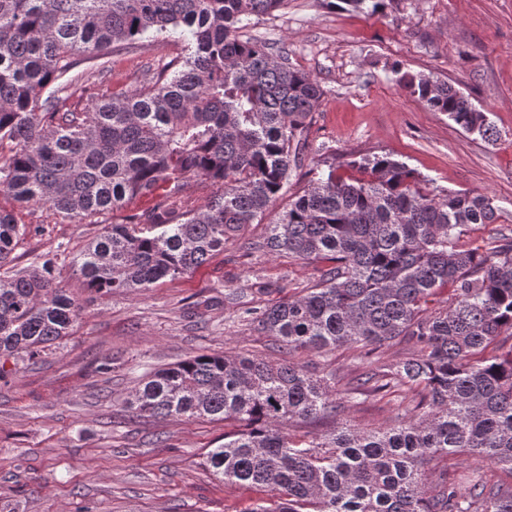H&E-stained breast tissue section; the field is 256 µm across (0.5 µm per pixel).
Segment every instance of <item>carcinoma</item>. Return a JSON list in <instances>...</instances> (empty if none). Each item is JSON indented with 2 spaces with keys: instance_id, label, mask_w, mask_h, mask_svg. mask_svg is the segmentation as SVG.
Segmentation results:
<instances>
[{
  "instance_id": "obj_1",
  "label": "carcinoma",
  "mask_w": 512,
  "mask_h": 512,
  "mask_svg": "<svg viewBox=\"0 0 512 512\" xmlns=\"http://www.w3.org/2000/svg\"><path fill=\"white\" fill-rule=\"evenodd\" d=\"M286 0H0V196L96 224L134 198L145 214L107 224L73 263L85 290L133 292L206 264L261 224L307 147L323 91L288 53L243 40L238 25ZM181 31L184 55L148 86L83 103L84 75L108 55ZM401 81L464 132L497 137L487 113L425 75ZM330 167L250 243L319 265L304 294L244 314L288 352L355 345L372 356L343 389L336 375L259 356L199 354L146 375L127 404L150 417L233 421L205 463L226 485L266 497L248 512H512V484L477 470L458 483L428 472L440 455H477L512 470V233L465 244L500 217L487 194H431L387 156ZM215 191L177 201L192 180ZM25 225L0 207V359L34 356L71 335L83 304L52 259L12 257ZM451 293L438 299L441 290ZM412 346L393 362L382 350ZM397 398L392 424L341 419L348 404ZM330 424L327 434L291 428Z\"/></svg>"
}]
</instances>
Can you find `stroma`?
<instances>
[{"mask_svg":"<svg viewBox=\"0 0 512 512\" xmlns=\"http://www.w3.org/2000/svg\"><path fill=\"white\" fill-rule=\"evenodd\" d=\"M320 84L308 147L287 190L301 191L313 168L387 155L406 163L435 192L468 191L512 212V0H388L357 10L343 0H287L240 29ZM179 35L111 53L112 75L90 80L87 98L145 87L152 70L181 56ZM404 73L445 81L487 112L499 132L487 142L429 111L400 83ZM29 232L18 265L53 259L63 285L77 287L71 261L111 223L72 224L37 205L17 207ZM255 224L205 265L152 288L98 297L71 336L38 356L0 367V512H249L259 494L223 484L203 465L232 422L137 415L126 401L145 374L199 353L283 354L224 300L266 307L317 279L315 266L288 255L248 254ZM243 304V305H244ZM322 377L347 383L362 367L359 350L297 352Z\"/></svg>","mask_w":512,"mask_h":512,"instance_id":"1","label":"stroma"}]
</instances>
